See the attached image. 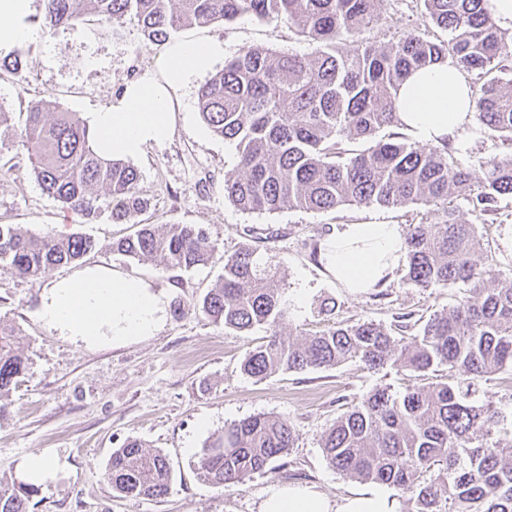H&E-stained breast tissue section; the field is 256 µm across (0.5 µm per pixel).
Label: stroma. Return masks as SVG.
<instances>
[{
    "label": "stroma",
    "mask_w": 512,
    "mask_h": 512,
    "mask_svg": "<svg viewBox=\"0 0 512 512\" xmlns=\"http://www.w3.org/2000/svg\"><path fill=\"white\" fill-rule=\"evenodd\" d=\"M381 22L367 29L369 41H395L407 34L445 39L423 13L421 0H387ZM36 36L23 49L25 71L16 77L0 70V109L13 115L0 128V224H16L33 235L52 230L87 234L96 251L80 265L55 270L58 278L79 267L97 266L139 279L168 300L157 332L127 344L93 347L58 335L35 312L47 277L0 275V321L19 328L29 370L0 413V481L25 477L32 456L55 461L50 478L38 486L32 512H259L266 489L274 484L306 486L331 499L382 492L396 512H415L416 504L394 487L359 482L331 467L321 437L338 415L372 390H405L404 372L386 365L368 369L353 362L330 369L280 372L258 380L240 371L244 356L266 339L264 329L227 333L198 313L196 305L224 269V260L252 246L263 264L276 268V285L290 303L282 334L315 332L329 319L318 307L335 299L339 322L373 321L390 325L396 314L418 317L446 311L468 294L466 285L421 290L393 275L381 288L356 294L339 284L319 261L329 234L343 224H417L425 207L348 206L312 212L283 209L247 212L224 196V182L236 177L238 150L213 136L202 122L198 87L184 95L172 137L146 148L133 160L138 188L148 199L142 215L149 224H200L216 243L207 266L180 271L160 260H132L112 250L114 240L132 231L113 223L108 198H101L93 221L67 212L43 193L16 143L31 100L45 98L89 118L111 105L126 81L162 51L146 43L136 21L112 25L87 17L79 30H49L34 23ZM191 34L222 39L227 56L251 47L304 55L312 44L288 23L261 22L244 15L230 23L194 26ZM484 249L477 262L494 260L512 271V199H503L492 224L482 228ZM287 419L295 441L287 455L270 463L245 485L216 489L195 471L198 456L225 425L256 414ZM135 438L165 454L172 479L160 499L114 497L103 473L115 448Z\"/></svg>",
    "instance_id": "1"
}]
</instances>
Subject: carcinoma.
<instances>
[{
	"label": "carcinoma",
	"instance_id": "cac0c4a2",
	"mask_svg": "<svg viewBox=\"0 0 512 512\" xmlns=\"http://www.w3.org/2000/svg\"><path fill=\"white\" fill-rule=\"evenodd\" d=\"M42 24L81 28L93 14L106 23L129 17L149 42L178 31L242 15L286 20L314 44L308 55L250 48L225 61L199 90V113L211 132L236 142L239 175L224 181V195L243 211L339 205H422L434 222L406 226L407 266L402 282L416 288L458 283L469 294L413 331L412 313L394 317L391 330L372 321L334 322L290 340L280 327L289 303L256 251L242 248L224 259V273L205 294L199 312L216 326L246 332L263 326L265 343L241 363L264 379L358 362L388 363L410 373L403 392L379 388L336 419L322 436L328 463L343 475L392 486L416 501V512H512V424L501 412L473 402L475 381L512 372V276L478 265V225L512 197V152L479 162L481 175L458 161L450 142L415 148L389 135L367 150L342 147L397 126L394 100L402 82L421 67L452 59L480 82L472 108L480 129L512 145V33L500 28L485 0H421L448 39L410 34L395 43L359 40L379 19L384 0H42ZM349 40L352 49L338 48ZM42 191L63 208L90 217L96 188L110 198L112 220L129 224L147 207L137 170L105 159L95 133L75 112L34 99L17 140ZM472 206L474 222L461 223L453 202ZM96 248L89 235L48 230L33 236L0 224V272L15 277L48 274ZM131 258H158L192 270L215 250L199 224H139L112 244ZM19 329L0 322V401L26 375ZM448 369L450 381L420 384ZM287 420L265 414L224 427L202 449L197 470L217 488L243 485L293 446ZM172 471L166 456L129 438L113 450L104 478L119 496L160 499ZM37 488L0 482V512H29Z\"/></svg>",
	"mask_w": 512,
	"mask_h": 512
}]
</instances>
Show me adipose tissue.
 Segmentation results:
<instances>
[{
  "label": "adipose tissue",
  "instance_id": "adipose-tissue-1",
  "mask_svg": "<svg viewBox=\"0 0 512 512\" xmlns=\"http://www.w3.org/2000/svg\"><path fill=\"white\" fill-rule=\"evenodd\" d=\"M32 0H0V53L23 48L35 37ZM226 54L210 37H182L127 83L108 109L93 113L92 126L101 154L135 158L154 143L169 139L175 115L183 111L180 93ZM396 115L422 145L453 140L465 146L474 122L471 88L452 61L414 72L402 85ZM406 253L400 225L345 224L322 246V257L336 280L355 292L386 284ZM165 301L141 280L87 267L51 280L37 317L60 335L95 346L125 344L154 335ZM259 512H395L394 502L372 492L331 500L306 487L269 486Z\"/></svg>",
  "mask_w": 512,
  "mask_h": 512
}]
</instances>
